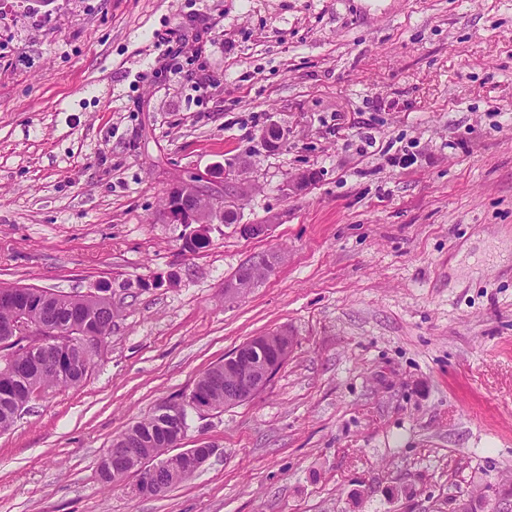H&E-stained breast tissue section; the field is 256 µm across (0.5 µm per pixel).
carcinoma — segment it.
Masks as SVG:
<instances>
[{
    "label": "carcinoma",
    "instance_id": "obj_1",
    "mask_svg": "<svg viewBox=\"0 0 512 512\" xmlns=\"http://www.w3.org/2000/svg\"><path fill=\"white\" fill-rule=\"evenodd\" d=\"M260 263L251 260L234 276L239 288L245 290L261 278ZM53 294L46 306L32 297L28 305L30 320L42 322L64 333V340L46 347L21 346L0 336V432L13 427L28 404L38 394L58 387L80 386L95 365V357L112 329V303L104 295ZM236 382L231 371L216 364L203 372L191 392L182 398V413L170 417L152 411L147 417L129 427L112 443L100 463L103 485L110 487L122 480L134 465L129 452L143 456L169 455L176 435H186L189 429L190 399L199 398L215 409L224 407V398L235 395ZM197 471L195 461L185 458L181 463L157 473L159 483L170 488L190 479Z\"/></svg>",
    "mask_w": 512,
    "mask_h": 512
}]
</instances>
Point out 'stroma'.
<instances>
[{"label":"stroma","instance_id":"1","mask_svg":"<svg viewBox=\"0 0 512 512\" xmlns=\"http://www.w3.org/2000/svg\"><path fill=\"white\" fill-rule=\"evenodd\" d=\"M195 173L239 206L193 253L165 197ZM261 254L276 271L226 296ZM1 285L105 287L112 333L80 387L0 433V512H448L512 491V0H27L0 31ZM282 330L263 389L190 413L183 447L215 450L195 476L104 487L115 438Z\"/></svg>","mask_w":512,"mask_h":512}]
</instances>
